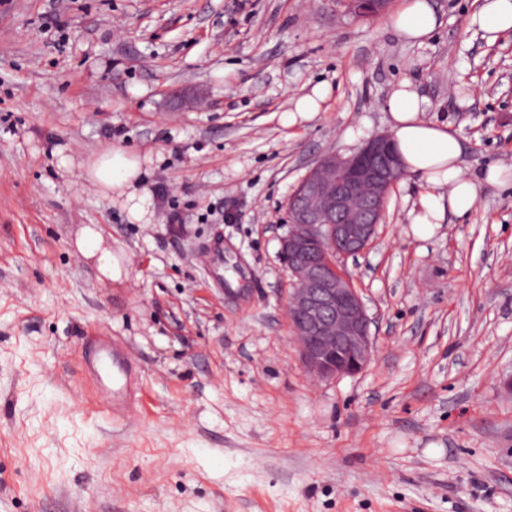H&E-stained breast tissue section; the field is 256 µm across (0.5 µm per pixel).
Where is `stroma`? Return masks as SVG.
Wrapping results in <instances>:
<instances>
[{
    "label": "stroma",
    "instance_id": "stroma-1",
    "mask_svg": "<svg viewBox=\"0 0 512 512\" xmlns=\"http://www.w3.org/2000/svg\"><path fill=\"white\" fill-rule=\"evenodd\" d=\"M401 3L0 0V512H512V182L422 238L425 187L398 179L343 263L365 372L314 381L290 339L288 197L388 133L401 78L469 175L512 171V34L486 44L476 0H433L442 25L412 44ZM319 83L321 112L286 124ZM111 147L151 156L146 187L173 197L151 223L80 178ZM90 224L121 281L75 250ZM218 237L220 277L200 263ZM99 340L134 356L137 410L86 376Z\"/></svg>",
    "mask_w": 512,
    "mask_h": 512
}]
</instances>
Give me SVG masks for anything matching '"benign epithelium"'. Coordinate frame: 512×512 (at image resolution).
Instances as JSON below:
<instances>
[{"mask_svg":"<svg viewBox=\"0 0 512 512\" xmlns=\"http://www.w3.org/2000/svg\"><path fill=\"white\" fill-rule=\"evenodd\" d=\"M357 16L380 15L388 0H346ZM403 175L391 136L357 152L322 158L288 199L291 224L279 258L293 288L288 321L307 371L322 381L362 373L373 342L366 306L342 262L373 243L392 185Z\"/></svg>","mask_w":512,"mask_h":512,"instance_id":"1","label":"benign epithelium"}]
</instances>
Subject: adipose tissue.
Segmentation results:
<instances>
[{"mask_svg":"<svg viewBox=\"0 0 512 512\" xmlns=\"http://www.w3.org/2000/svg\"><path fill=\"white\" fill-rule=\"evenodd\" d=\"M488 42L512 32V0H482L470 18ZM441 19L431 0H403L392 17L393 29L407 42L424 43L432 37ZM392 141L405 173L421 177L430 191L421 199L412 222L420 235L432 234L434 225L447 215L467 216L474 209L482 184L506 180L502 167L491 166L482 179L467 176L460 164L461 146L447 125L425 119L428 103L411 79L400 80L384 103ZM147 158L121 149H108L81 166L83 176L103 196L121 198L131 222L150 223L153 196L145 186ZM77 250L94 261L106 279L120 281L124 266L119 255L105 246L97 226H84L76 240Z\"/></svg>","mask_w":512,"mask_h":512,"instance_id":"1","label":"adipose tissue"}]
</instances>
